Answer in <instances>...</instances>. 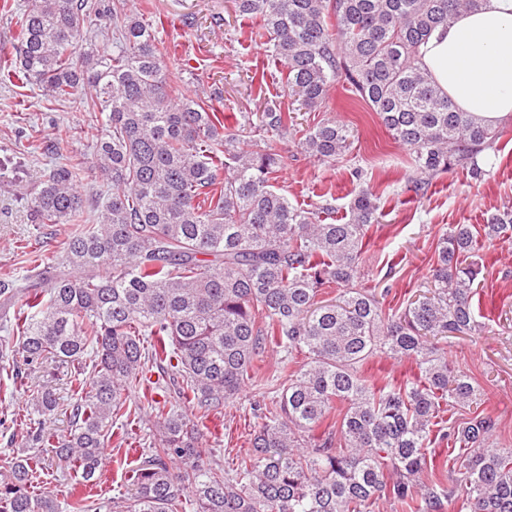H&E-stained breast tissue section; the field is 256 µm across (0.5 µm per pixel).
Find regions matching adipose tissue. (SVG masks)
I'll use <instances>...</instances> for the list:
<instances>
[{"label":"adipose tissue","instance_id":"adipose-tissue-1","mask_svg":"<svg viewBox=\"0 0 512 512\" xmlns=\"http://www.w3.org/2000/svg\"><path fill=\"white\" fill-rule=\"evenodd\" d=\"M437 88L487 124L512 114V0H483L421 47Z\"/></svg>","mask_w":512,"mask_h":512}]
</instances>
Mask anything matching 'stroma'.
Returning a JSON list of instances; mask_svg holds the SVG:
<instances>
[{"instance_id": "1", "label": "stroma", "mask_w": 512, "mask_h": 512, "mask_svg": "<svg viewBox=\"0 0 512 512\" xmlns=\"http://www.w3.org/2000/svg\"><path fill=\"white\" fill-rule=\"evenodd\" d=\"M118 5L122 12L144 16L153 24L167 68L182 75L183 93L222 89V110L228 116L242 112L260 116L261 103L267 98L293 112L299 126L333 119L348 128L351 147L332 167L305 155L292 138L270 134L266 141L283 157L276 185L292 203L308 208L326 199L341 216L361 190L380 198L381 214L369 229L370 242L356 282L387 290V305L401 309L427 294L437 260L436 241L448 225H479L492 213L512 206V125L484 152L480 178L457 168L437 175L419 197L410 189L413 152L395 143L367 106L349 99L341 88L332 89L324 108L301 109L289 95L282 69L272 63L267 47L248 39L232 0H119ZM259 69L267 73L262 87L249 81ZM59 126L70 128L68 144L52 155L27 153L28 139L51 141ZM105 132V122L94 121L71 105L46 109L38 88L0 84V157L19 153L26 157L21 178H0V275L23 279L35 253L62 256L69 225L32 223L26 197L52 165H88L96 140ZM357 168L362 171L358 179L352 175ZM479 256L480 307L475 316L482 325L481 335L455 334L440 344L448 350L449 363L466 370L479 385L478 408L493 417L495 441L512 447V240L487 245ZM280 357L279 350L265 352L257 364L254 385L210 418L202 445L215 449L221 461L231 462L238 451L248 448L259 423L249 402L256 387L269 385ZM159 379L158 373H148L128 393L129 400L140 406L142 417L132 426L133 444L118 447L110 442L105 447L97 487L102 501L126 491L128 472L138 464L142 444L153 429L148 414ZM30 384V378L0 369V459L21 450L28 427L42 421L62 433L70 427L69 368H58L53 378L58 405L50 415L33 409ZM37 454L44 467L33 483L35 492L53 495L59 512H68V502L83 492L79 475L58 459L54 449L41 448Z\"/></svg>"}]
</instances>
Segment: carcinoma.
I'll return each mask as SVG.
<instances>
[{
	"label": "carcinoma",
	"instance_id": "carcinoma-1",
	"mask_svg": "<svg viewBox=\"0 0 512 512\" xmlns=\"http://www.w3.org/2000/svg\"><path fill=\"white\" fill-rule=\"evenodd\" d=\"M482 0H235L251 34L283 65L285 85L308 109L334 85L376 113L391 138L414 152L420 193L438 174L478 177L479 155L503 130L458 112L431 80L419 48L460 11ZM96 17L112 21V45L84 42ZM17 52L5 77L40 85L50 103H76L106 117L91 171L112 186L97 223L77 189L82 169H50L27 197L37 224H71L62 259L36 266L20 283L0 279V329L18 347L0 360L16 374L45 364L75 367L70 431L37 427L30 447L55 448L83 483H97L105 441L129 422L130 387L156 367L179 401L152 400L158 435L130 470L126 492L102 502L76 497L71 512H368L381 500L410 512H442L420 491L429 448L460 444L453 458L458 512H512V448L491 443V417L477 413L440 426L448 406L471 407L479 386L451 367L436 340L481 332L473 297L478 264L471 224L437 241L429 295L390 314L372 289L354 284L379 198L360 192L348 219L329 204L293 205L274 189L280 155L254 139L250 120L225 124L213 103L180 92L153 26L106 0H31L16 17ZM261 126L298 138L329 165L350 147L348 129L326 120L301 129L265 103ZM485 241L512 236V208L487 218ZM338 288L323 303L325 288ZM269 346L294 366L270 401L252 410L261 424L237 466L202 453L210 416L252 381ZM378 354L410 360L419 377L377 387L361 374ZM341 419L316 433L336 404ZM32 404L57 406L48 382ZM40 461L0 464V512H58L30 491Z\"/></svg>",
	"mask_w": 512,
	"mask_h": 512
}]
</instances>
